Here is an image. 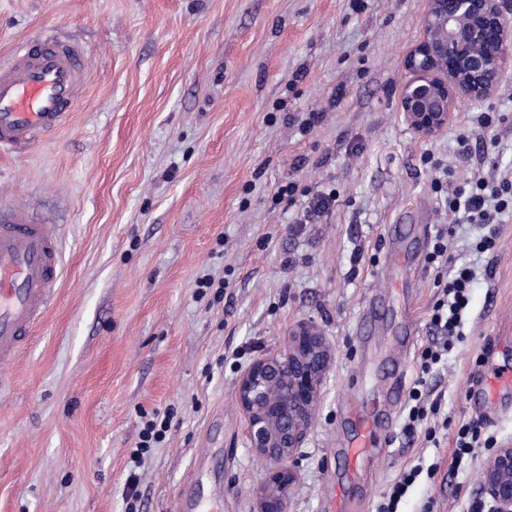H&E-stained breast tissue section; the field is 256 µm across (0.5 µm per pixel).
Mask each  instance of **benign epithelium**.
Segmentation results:
<instances>
[{
	"mask_svg": "<svg viewBox=\"0 0 512 512\" xmlns=\"http://www.w3.org/2000/svg\"><path fill=\"white\" fill-rule=\"evenodd\" d=\"M422 36L407 53L399 110L409 129L432 138L464 101L493 98L512 71V14L504 0H426ZM330 367L322 331L311 321L288 330L285 349L252 362L237 385L247 440L269 465L258 512H288L290 466L312 426ZM490 512H512V443L480 473Z\"/></svg>",
	"mask_w": 512,
	"mask_h": 512,
	"instance_id": "1",
	"label": "benign epithelium"
}]
</instances>
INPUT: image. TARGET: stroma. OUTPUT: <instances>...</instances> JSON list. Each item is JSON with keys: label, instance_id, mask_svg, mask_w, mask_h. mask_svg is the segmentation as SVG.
<instances>
[{"label": "stroma", "instance_id": "obj_1", "mask_svg": "<svg viewBox=\"0 0 512 512\" xmlns=\"http://www.w3.org/2000/svg\"><path fill=\"white\" fill-rule=\"evenodd\" d=\"M425 0H0V60L52 26L77 39L86 84L68 122L0 155V208L60 239L56 298L0 371V512H180L199 464L222 512H257L269 466L249 448L236 398L243 371L278 352L289 327L319 326L332 353L314 423L295 455L289 512H380L400 474L421 473L399 512H473L493 448L512 443V393L474 397L512 373V212L493 249L454 225L433 161L457 181L512 170V74L465 102L437 137L399 114L406 53ZM322 119L309 132V113ZM494 118L491 133L478 127ZM469 149L461 151L460 135ZM497 144L485 150L489 135ZM294 183L335 191L274 204ZM474 268L469 316L440 365L429 313L448 280L432 236ZM216 285L199 293L197 282ZM405 395L381 427L388 455L350 471L344 408L383 401L395 360ZM426 416L407 438L408 395ZM172 413L140 467L144 418ZM490 447L456 462V436ZM137 470V503L126 480Z\"/></svg>", "mask_w": 512, "mask_h": 512}]
</instances>
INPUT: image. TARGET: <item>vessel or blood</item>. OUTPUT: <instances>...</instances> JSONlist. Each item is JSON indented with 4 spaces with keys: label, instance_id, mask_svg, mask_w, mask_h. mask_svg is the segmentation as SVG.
I'll return each instance as SVG.
<instances>
[{
    "label": "vessel or blood",
    "instance_id": "1",
    "mask_svg": "<svg viewBox=\"0 0 512 512\" xmlns=\"http://www.w3.org/2000/svg\"><path fill=\"white\" fill-rule=\"evenodd\" d=\"M83 49L53 33L19 46L0 64V152L26 150L61 128L82 92ZM58 239L21 210H0V367L14 360L22 340L40 322L59 279ZM382 420L360 411L348 448L349 467L359 470L380 440Z\"/></svg>",
    "mask_w": 512,
    "mask_h": 512
}]
</instances>
